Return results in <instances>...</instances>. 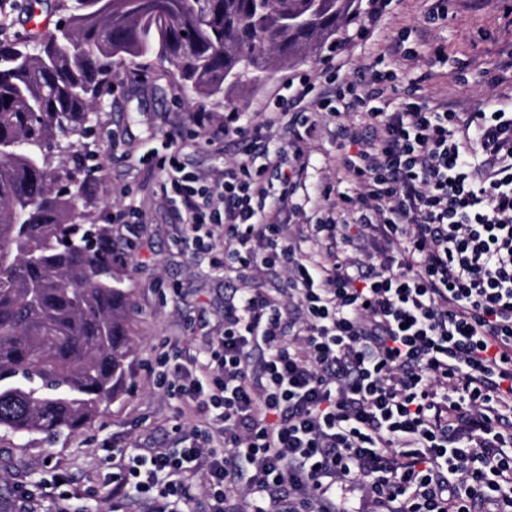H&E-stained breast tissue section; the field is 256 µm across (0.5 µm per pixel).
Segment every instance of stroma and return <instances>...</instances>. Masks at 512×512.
Wrapping results in <instances>:
<instances>
[{
	"instance_id": "stroma-1",
	"label": "stroma",
	"mask_w": 512,
	"mask_h": 512,
	"mask_svg": "<svg viewBox=\"0 0 512 512\" xmlns=\"http://www.w3.org/2000/svg\"><path fill=\"white\" fill-rule=\"evenodd\" d=\"M428 0H397L373 35L348 48L346 73L360 80L376 58L389 57L394 35L416 28ZM448 59L432 64L437 46ZM416 57L405 62L401 82L420 79V93L431 99L449 97L470 111L487 97L512 104V72L498 84L487 83L484 72L502 54L512 51V14L502 0H448V22L433 29L427 41L416 43ZM315 64H287L260 85L225 90L223 98L190 99L189 93L165 72L150 54L124 60L115 67L118 78L110 94L100 98L89 118L94 133L89 147L101 165L100 179L87 190L90 209L99 223L110 225L112 240L127 259L115 268L130 294L127 327L132 342L128 359L132 385L72 437L49 444L34 436L27 441L0 440V512H15L18 487L49 480L53 469L66 471L80 488L94 496L72 503L74 512H150V504L135 498H115L107 486L117 462L112 449L175 448L172 427L182 402L155 384L156 359L163 345L183 349L199 346V333L224 331V298L237 283L235 275L217 277L203 254L182 242L183 221L162 187L169 170L158 162L177 142L181 168L209 180L224 173L225 165L246 161L245 145L225 139L224 115L238 111L251 116L275 99L285 77L314 72ZM207 117L198 127L195 114ZM310 164L304 175L311 197L305 223H315L320 190L336 180V139L330 129L319 131L309 144ZM140 206L142 223L120 221L129 205Z\"/></svg>"
}]
</instances>
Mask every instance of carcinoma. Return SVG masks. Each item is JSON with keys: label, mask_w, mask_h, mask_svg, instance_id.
Wrapping results in <instances>:
<instances>
[{"label": "carcinoma", "mask_w": 512, "mask_h": 512, "mask_svg": "<svg viewBox=\"0 0 512 512\" xmlns=\"http://www.w3.org/2000/svg\"><path fill=\"white\" fill-rule=\"evenodd\" d=\"M62 27L0 41V432L71 435L126 388L128 295L105 224L59 187L97 182L80 138L115 58L154 50L199 99L316 60L360 0H60Z\"/></svg>", "instance_id": "obj_1"}]
</instances>
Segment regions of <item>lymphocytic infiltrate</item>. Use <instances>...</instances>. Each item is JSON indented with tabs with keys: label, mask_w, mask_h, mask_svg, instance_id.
I'll use <instances>...</instances> for the list:
<instances>
[{
	"label": "lymphocytic infiltrate",
	"mask_w": 512,
	"mask_h": 512,
	"mask_svg": "<svg viewBox=\"0 0 512 512\" xmlns=\"http://www.w3.org/2000/svg\"><path fill=\"white\" fill-rule=\"evenodd\" d=\"M346 65L336 51L257 118L225 114V137L255 142L292 117L289 158L170 179L188 241L240 286L175 374L197 424L177 450L120 449L113 496L183 512L199 478L204 512H350L355 492L357 512H512V107L460 112ZM328 118L354 189L324 186L316 223L289 229ZM264 269L286 288H248ZM78 496L58 471L19 512Z\"/></svg>",
	"instance_id": "obj_1"
}]
</instances>
